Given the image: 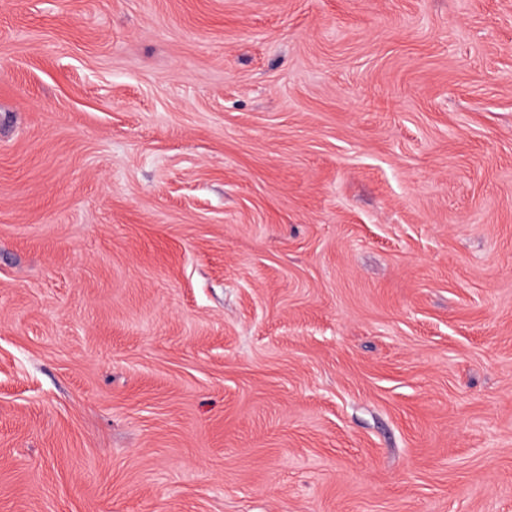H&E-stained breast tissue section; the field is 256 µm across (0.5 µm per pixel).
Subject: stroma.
I'll list each match as a JSON object with an SVG mask.
<instances>
[{"instance_id": "1", "label": "stroma", "mask_w": 512, "mask_h": 512, "mask_svg": "<svg viewBox=\"0 0 512 512\" xmlns=\"http://www.w3.org/2000/svg\"><path fill=\"white\" fill-rule=\"evenodd\" d=\"M0 512H512V0H0Z\"/></svg>"}]
</instances>
